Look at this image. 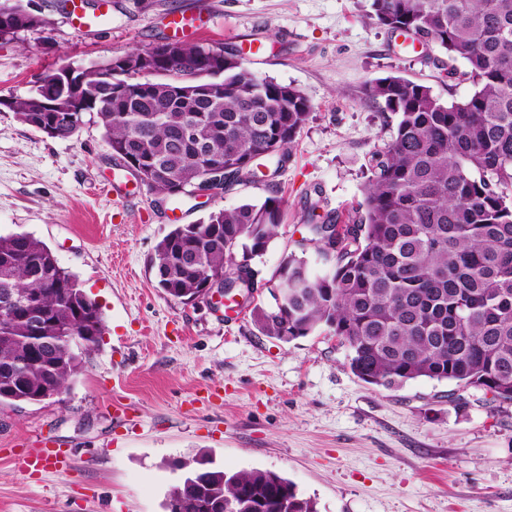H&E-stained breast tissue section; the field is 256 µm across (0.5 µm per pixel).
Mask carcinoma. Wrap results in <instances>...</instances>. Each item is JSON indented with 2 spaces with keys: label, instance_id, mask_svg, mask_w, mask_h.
<instances>
[{
  "label": "carcinoma",
  "instance_id": "1",
  "mask_svg": "<svg viewBox=\"0 0 512 512\" xmlns=\"http://www.w3.org/2000/svg\"><path fill=\"white\" fill-rule=\"evenodd\" d=\"M380 24L412 40L428 39L462 60L448 78L470 81L472 95L444 101L426 85L399 76L370 82L366 93L398 116L389 142L375 149L363 199L340 217L305 212L301 254L275 270L288 289L284 307L254 306L259 333L288 340L319 330L339 336L345 359L363 382L394 388L426 378L472 388L512 402V0H373ZM201 47L182 43L180 65L212 78L211 93L172 95L162 78L142 87L135 78L109 82L85 73L84 92L109 147L153 169L149 187L165 197L194 179L190 156L205 146L224 167L228 185L247 181L244 158L265 150L277 173L311 113L298 89L257 76L225 54L224 68L201 65ZM34 91L13 101L22 123L69 138L78 128L62 112H41ZM196 126L197 142H179L180 127ZM280 199L209 212L196 224H176L158 242L152 264L158 285L188 302L202 281L229 272L233 253L262 254L281 223ZM326 268L315 271L308 248ZM194 252L195 266L182 256ZM16 294L0 309V405L40 403L78 376L104 331L98 304L52 250L29 233L0 234V294ZM45 316L39 338L26 317ZM185 470L183 512H211L224 496L236 512H317L295 484L268 470L226 472L178 463Z\"/></svg>",
  "mask_w": 512,
  "mask_h": 512
}]
</instances>
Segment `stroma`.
I'll list each match as a JSON object with an SVG mask.
<instances>
[{
  "mask_svg": "<svg viewBox=\"0 0 512 512\" xmlns=\"http://www.w3.org/2000/svg\"><path fill=\"white\" fill-rule=\"evenodd\" d=\"M51 30L0 43V95L25 96L60 64L105 62L172 38L170 15L197 13L185 42L244 53L262 77L296 87L312 110L272 181L226 188L209 206L165 199L121 169L93 113L51 138L0 111V234L42 240L101 308L98 351L60 398L0 407V512H164L173 463L208 457L225 471L277 472L317 512H512V403L429 379L386 389L358 379L334 337L263 336L249 309L183 304L151 259L176 224L271 195L283 219L252 302L301 238L310 202L347 212L363 198L372 151L392 127L368 98L388 75L446 101L473 91L448 79L435 44L414 45L371 0H107L75 24L61 0H30ZM52 443L65 468L24 456Z\"/></svg>",
  "mask_w": 512,
  "mask_h": 512,
  "instance_id": "stroma-1",
  "label": "stroma"
}]
</instances>
